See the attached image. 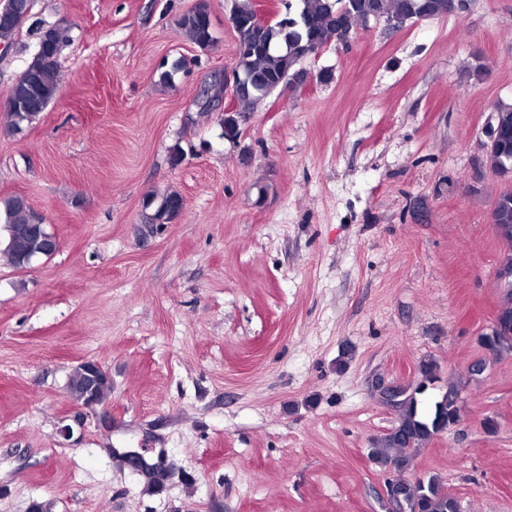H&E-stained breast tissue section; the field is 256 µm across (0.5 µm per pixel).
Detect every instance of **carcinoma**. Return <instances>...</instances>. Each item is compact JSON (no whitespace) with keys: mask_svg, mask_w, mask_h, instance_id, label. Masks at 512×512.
<instances>
[{"mask_svg":"<svg viewBox=\"0 0 512 512\" xmlns=\"http://www.w3.org/2000/svg\"><path fill=\"white\" fill-rule=\"evenodd\" d=\"M28 7L25 0H3L0 3V39H6L25 23ZM232 12L240 22L237 37V64L249 78L248 90L238 98L235 114L221 120L224 137L235 139L240 135L238 118L252 108L262 91L268 86L288 79L301 86L306 78L300 56L313 43H324L332 38L343 40L358 28L381 18H406L423 14L428 18L448 15V0H298V5H286L283 17L262 28L261 42H256L251 32L256 11L252 0H234ZM180 33L195 45L206 48L213 42L209 4L200 0L197 6L177 20ZM66 30L59 25H42L38 28L35 52L16 78L10 100L19 104L24 114L14 120V114L5 111L3 118L9 124L29 126L40 119L42 112L59 92L61 75L59 57L66 42ZM224 93V82L213 77L202 101L201 111L207 113L213 101ZM490 118L498 131L496 144L486 154V163L495 173L504 171L512 162V102L497 101L490 109ZM182 202L176 192L162 196L157 207L147 203L142 215L143 224L167 223L168 210ZM494 223L497 235L507 248V255L500 268L512 270V188L503 189L493 202ZM31 223L30 205L21 196L0 199V225L21 226ZM4 249L0 255L13 266L24 269L31 257L37 254L39 243L15 238L13 245L0 242ZM499 313L505 325L493 341L495 356L512 354V281L502 285ZM85 374L77 366L69 377L72 399L82 398ZM425 390L417 386L401 395L394 403L398 412L391 430L370 448L371 460L383 469H392L397 481L403 484L398 496L383 505L385 512H460L455 496L444 489L437 475L417 483L407 481L403 474L409 468L415 452L430 443L438 433L439 423L452 421L457 412L460 388L450 383L434 400L431 412L421 409L419 396Z\"/></svg>","mask_w":512,"mask_h":512,"instance_id":"cac0c4a2","label":"carcinoma"}]
</instances>
